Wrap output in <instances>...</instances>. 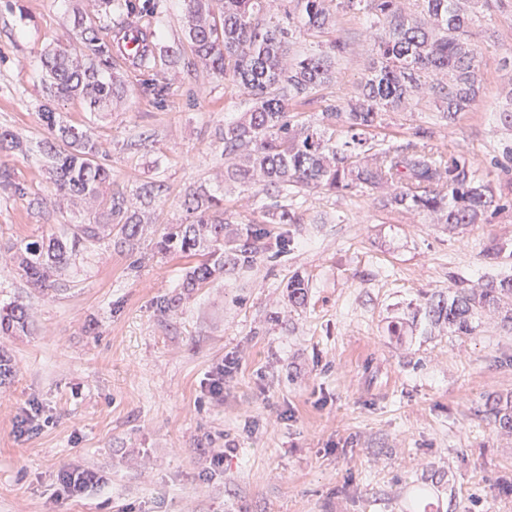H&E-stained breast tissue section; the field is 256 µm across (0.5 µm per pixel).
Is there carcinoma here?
I'll return each instance as SVG.
<instances>
[{
	"label": "carcinoma",
	"mask_w": 512,
	"mask_h": 512,
	"mask_svg": "<svg viewBox=\"0 0 512 512\" xmlns=\"http://www.w3.org/2000/svg\"><path fill=\"white\" fill-rule=\"evenodd\" d=\"M418 12L404 0H224L220 15L212 0H186L184 36L213 73L231 79L249 108L224 125V181L240 192L265 197L260 219L230 228L223 199L197 192L186 195V217L165 224L151 239L152 255L193 261L181 287L193 291L253 268L272 246L267 224H298L296 200L313 190L351 194L381 193L385 207L414 211L436 224L460 227L480 223L505 209L502 196L464 155L432 144L434 132L418 127L414 139H387V117L411 102L430 103L451 126L471 109L483 89L472 42L479 14L512 9V0H417ZM363 13L370 19L363 42L371 45L365 76L353 95L327 104L316 122L297 107L336 79V65L354 41L336 37L308 49L301 35L316 37L335 26L339 15ZM79 52L59 48L44 62L47 100L80 99L91 112H105L125 94L108 76L112 40L103 26L79 22ZM38 119L48 133L42 142L44 167L56 191L97 199L112 170L98 161L97 143L87 132L60 119L44 104ZM0 149L25 155L27 141L0 132ZM0 191L26 194L24 184L0 167ZM165 184L142 182L133 196L117 190L103 200L107 220L98 215L72 225L71 233L41 234L7 246L18 274L41 292L58 291L62 274L76 263L83 243L112 242L135 253L147 228L138 207L160 199ZM140 206H135V203ZM306 299L304 279L288 282V302ZM486 311L512 324V275H499L477 288L432 294L416 309L430 324H446L470 336ZM29 331L27 306L15 301L0 311V335Z\"/></svg>",
	"instance_id": "obj_1"
}]
</instances>
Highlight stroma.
I'll return each mask as SVG.
<instances>
[{
	"mask_svg": "<svg viewBox=\"0 0 512 512\" xmlns=\"http://www.w3.org/2000/svg\"><path fill=\"white\" fill-rule=\"evenodd\" d=\"M0 0V131L25 139L27 155L0 151L28 189L0 194V244L62 232L90 210L88 200L56 194L35 146L46 131L44 55L75 43L86 0ZM113 13L162 29L153 71L113 63L128 94L89 115L79 100L59 101L64 121L91 128L112 169V187L132 191L164 181L155 224L185 217L187 193L222 195L237 222L258 216L259 200L225 186L219 132L245 108L231 81L209 72L183 37V0H132ZM484 89L454 126L432 111L390 115L396 142L416 127L434 130L512 192L500 164L512 128L500 110L512 95V13L481 17L473 29ZM355 48L338 79L304 106L306 119L346 96L364 74ZM165 79L163 100L141 94ZM148 147L133 146L135 135ZM43 199L42 208L30 206ZM298 224L271 225L290 236L285 253L250 272L196 290L168 315L185 262L143 258L94 246L44 296L17 273L0 275V306L23 301L30 335L5 336L15 373L0 385V512H512V431L489 407L512 400V327L483 319L470 336L444 334L411 314L424 295L453 277L483 283L482 250L512 244V211L448 229L375 194L326 191L299 199ZM302 276L304 306L288 305V282ZM238 367L223 399L206 394L223 360ZM37 404L46 425L18 435L17 416ZM234 441L223 474L206 473L205 452ZM93 466L110 483L77 502L57 501L62 466Z\"/></svg>",
	"mask_w": 512,
	"mask_h": 512,
	"instance_id": "stroma-1",
	"label": "stroma"
}]
</instances>
